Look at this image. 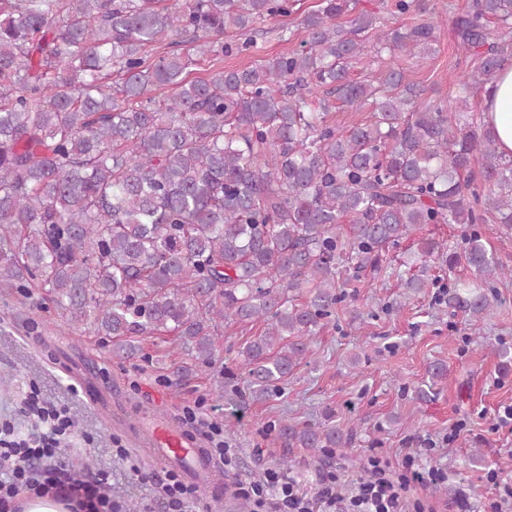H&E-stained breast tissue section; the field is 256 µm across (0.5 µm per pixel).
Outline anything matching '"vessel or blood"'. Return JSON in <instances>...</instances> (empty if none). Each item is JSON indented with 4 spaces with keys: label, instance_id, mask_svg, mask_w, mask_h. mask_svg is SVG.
<instances>
[{
    "label": "vessel or blood",
    "instance_id": "1",
    "mask_svg": "<svg viewBox=\"0 0 512 512\" xmlns=\"http://www.w3.org/2000/svg\"><path fill=\"white\" fill-rule=\"evenodd\" d=\"M143 444L151 458L183 468L193 481L209 491H216L225 483L222 472L204 449L190 443L164 416L149 419Z\"/></svg>",
    "mask_w": 512,
    "mask_h": 512
}]
</instances>
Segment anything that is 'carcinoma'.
Segmentation results:
<instances>
[{"label":"carcinoma","mask_w":512,"mask_h":512,"mask_svg":"<svg viewBox=\"0 0 512 512\" xmlns=\"http://www.w3.org/2000/svg\"><path fill=\"white\" fill-rule=\"evenodd\" d=\"M391 16L425 0H382ZM295 0H0V288L42 291L75 329L172 335L201 364L224 326L260 323L242 357L252 399L310 363L346 287L378 274L423 224L406 294L448 281L475 327L512 280L482 228L512 230V156L470 98L512 66V0H472L454 21L467 61L457 95L433 99L382 53L435 50L432 22L385 27L357 0H319L307 48L243 69L261 26ZM355 13L350 27L336 23ZM232 30L238 40L224 42ZM164 36L188 45L163 56ZM377 63L363 80L352 61ZM369 111L347 131L335 102ZM445 367L428 369L431 397ZM287 448L327 454L353 431L285 423Z\"/></svg>","instance_id":"1"}]
</instances>
